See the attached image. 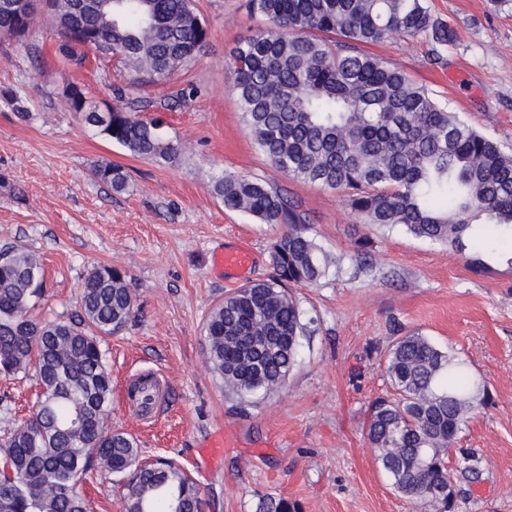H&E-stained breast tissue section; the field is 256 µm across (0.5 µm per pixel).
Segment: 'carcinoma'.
<instances>
[{"label":"carcinoma","instance_id":"1","mask_svg":"<svg viewBox=\"0 0 512 512\" xmlns=\"http://www.w3.org/2000/svg\"><path fill=\"white\" fill-rule=\"evenodd\" d=\"M50 2L68 64L83 66L94 47L120 59L139 86L170 80L209 36L193 0H100V12L74 19L70 0ZM246 9L264 27L234 47L230 89L272 165L342 194L362 224L401 225L461 256L483 228L504 241L512 265V153L396 64L362 49L392 35L454 41L426 0H246ZM29 29L0 0V34L20 38ZM68 103L134 156L171 161L180 154L156 120L114 106L101 124L85 93ZM93 176L115 192L127 188L120 165H99ZM213 189L224 209L287 226L270 248L275 275L225 297L204 326L208 362L224 387L241 400L268 396L286 382L306 331L288 287L319 283L342 259L318 245L298 206L261 179L226 173ZM370 260L363 236L355 262L363 268ZM40 272L37 257L19 247L0 263V376L32 369L41 387L35 411L0 438V512H88L79 482L94 466L129 475L122 512H203L200 487L175 461L146 463L132 436L105 437L99 426L112 400L100 342L124 329L134 307L125 276L96 267L80 289L78 319L35 321L30 308L41 282L32 275ZM386 374L396 397L372 402L367 432L380 468L396 492L427 512H455L456 495L433 492L448 488V448L489 404V393L465 361L419 333L393 345Z\"/></svg>","mask_w":512,"mask_h":512}]
</instances>
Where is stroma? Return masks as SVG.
I'll return each mask as SVG.
<instances>
[{"instance_id": "1", "label": "stroma", "mask_w": 512, "mask_h": 512, "mask_svg": "<svg viewBox=\"0 0 512 512\" xmlns=\"http://www.w3.org/2000/svg\"><path fill=\"white\" fill-rule=\"evenodd\" d=\"M210 35L169 83L140 91L116 59L68 65L46 18L25 37H0V247L39 256L43 294L32 314L69 320L84 278L101 265L133 286L131 320L105 337L111 430L131 435L141 459L170 458L202 490L204 512H265L284 498L298 512H422L397 494L367 437L369 407L389 392V351L417 332L465 359L488 407L457 435L448 460L456 512H512V267L502 243L480 235L470 271L446 246L401 227L358 223L335 191L289 178L256 147L229 89L230 54L258 20L244 0H195ZM456 38L433 58L428 39L368 45L449 111L512 153V0H428ZM161 121L182 147L174 163L130 155L70 112L65 90ZM129 173L117 193L101 164ZM260 178L305 213L316 242L343 256L340 273L292 294L313 323L286 383L244 404L225 393L204 354V323L238 289L212 267L214 252L249 246L251 279L268 278L281 229L225 210L217 176ZM368 237L374 264L357 268ZM34 376L0 377V432L28 417ZM88 512H121L124 478L97 469L83 482Z\"/></svg>"}]
</instances>
